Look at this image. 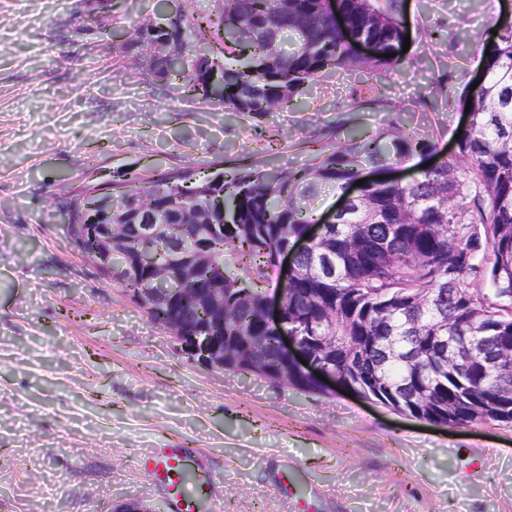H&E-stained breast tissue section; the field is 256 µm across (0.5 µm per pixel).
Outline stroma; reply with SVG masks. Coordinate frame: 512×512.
Returning a JSON list of instances; mask_svg holds the SVG:
<instances>
[{
  "instance_id": "35a3bbf8",
  "label": "stroma",
  "mask_w": 512,
  "mask_h": 512,
  "mask_svg": "<svg viewBox=\"0 0 512 512\" xmlns=\"http://www.w3.org/2000/svg\"><path fill=\"white\" fill-rule=\"evenodd\" d=\"M403 67L337 69L285 110L231 113L152 79L122 44L220 0H0V512H168L142 470L196 448L218 512H512V423L422 424L182 354L68 241L90 178L310 165L329 140L394 125L451 152L480 51L512 0H400Z\"/></svg>"
}]
</instances>
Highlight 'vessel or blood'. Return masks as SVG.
I'll use <instances>...</instances> for the list:
<instances>
[{"label": "vessel or blood", "instance_id": "vessel-or-blood-1", "mask_svg": "<svg viewBox=\"0 0 512 512\" xmlns=\"http://www.w3.org/2000/svg\"><path fill=\"white\" fill-rule=\"evenodd\" d=\"M203 463V457L184 448H156L141 459L142 467L165 484L169 512H216L214 498L185 490L186 485L201 484Z\"/></svg>", "mask_w": 512, "mask_h": 512}]
</instances>
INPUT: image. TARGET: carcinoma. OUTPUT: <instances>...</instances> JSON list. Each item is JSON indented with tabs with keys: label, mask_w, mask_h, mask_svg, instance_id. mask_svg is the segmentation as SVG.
<instances>
[{
	"label": "carcinoma",
	"mask_w": 512,
	"mask_h": 512,
	"mask_svg": "<svg viewBox=\"0 0 512 512\" xmlns=\"http://www.w3.org/2000/svg\"><path fill=\"white\" fill-rule=\"evenodd\" d=\"M176 57H149V76L177 81L188 97L226 112L259 114L293 105L309 80L341 67L388 69L402 64L406 38L398 5L376 0H223L218 19L180 18L172 26ZM365 42L367 55L356 51ZM218 67L224 88L196 62L198 51ZM481 56L483 80L471 99L472 118L456 140L458 151L421 169L411 182L388 178L361 184L339 223L298 260L303 275L284 282L275 259L291 238L318 222L310 200L322 185L342 190L370 166L405 163L435 149L397 125L382 134L328 142L308 167L287 172L234 169L196 178L188 170L135 183L112 178L115 201L132 212L138 200L156 203L155 220L167 233L133 238L106 274L154 322L169 313L163 284L126 277V257L145 244L165 259L187 250L209 225H224L209 265L197 277L224 279V367L262 369L285 357L280 330L260 317L268 288L288 293L285 328L302 337H336L325 364L371 400L408 410L429 422L465 425L512 422V376L487 365L488 356L512 345V20ZM236 91H230V88ZM194 210L184 225L168 207L172 195ZM186 322L208 321L203 307L177 310ZM467 344L472 362L448 373L423 352L432 334ZM258 336L256 344L234 343ZM424 388L430 402L413 397Z\"/></svg>",
	"instance_id": "carcinoma-1"
}]
</instances>
